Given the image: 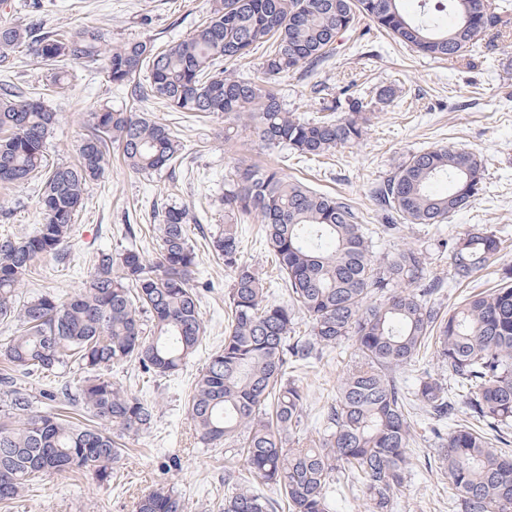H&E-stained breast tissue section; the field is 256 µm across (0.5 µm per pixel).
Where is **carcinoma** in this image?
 Segmentation results:
<instances>
[{
    "instance_id": "obj_1",
    "label": "carcinoma",
    "mask_w": 512,
    "mask_h": 512,
    "mask_svg": "<svg viewBox=\"0 0 512 512\" xmlns=\"http://www.w3.org/2000/svg\"><path fill=\"white\" fill-rule=\"evenodd\" d=\"M401 2L212 0L193 33L161 51L145 41L112 45L96 26L67 35L0 24V61L31 45L46 70V86L59 94L69 84L66 61H100L118 86L146 69L147 83L133 85V98L152 97L175 112L221 115L227 136L242 126L285 158H311L359 143L368 114L393 92L382 89L369 97L347 85L335 96L318 98L317 111L324 116L305 120L285 108L277 81L316 72L361 20L440 60L471 53L512 25L507 0H430L417 16ZM259 48L264 79L234 74L232 67ZM56 116L41 94L21 100L12 86H0V185L41 182L43 216L33 233L0 239V320L12 327L0 342V356L25 378L78 366L85 377L73 401L106 428L37 412L29 390L12 377L1 378L3 412L11 418L0 422L1 504L21 497L32 480L61 472L110 481L122 461L116 439L150 428L154 413L107 372L133 364L155 378L169 377L197 351L205 333L191 285L197 254L185 207L158 214L160 243L153 259L134 248L101 252L81 293L41 291L19 301L35 261L47 255L67 259L63 250L86 187L104 173L109 145L140 173L171 168L183 156L184 145L167 125L143 112L106 107L90 113L91 132L79 145L77 163L54 166L44 149ZM440 179L449 181L443 192L432 189ZM483 179L484 165L475 153L425 149L404 158L374 197L389 229L399 223L443 224L477 201ZM222 206L224 229L212 247L233 272L231 322L224 345L208 356L196 380L188 414L200 443L243 458L252 479L288 500V512H330L341 473L357 481L369 512H391V493L407 477L411 440L407 396L393 372L430 339L439 363L465 390L468 414L499 442L512 431V266L503 269L499 287L445 313L432 301L441 285L427 280L423 250L402 249L375 264L359 211L288 178L279 167L236 168L224 183ZM252 215L265 224L267 247L288 291L285 304L269 300L258 274L240 261L238 224ZM500 245L492 232L458 233L449 247L457 278L494 264ZM376 290L386 299L367 303ZM300 313L310 332L293 341ZM350 337L361 361L341 383L319 446L307 447L300 437L306 394L288 377V364ZM414 397L437 420L456 412L437 378H421ZM437 438L439 469L460 512H512V457L467 425L439 431ZM273 508L265 495L238 489L224 496L222 512ZM135 512H185V501L173 488L158 485L138 498Z\"/></svg>"
}]
</instances>
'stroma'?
<instances>
[{
	"instance_id": "1",
	"label": "stroma",
	"mask_w": 512,
	"mask_h": 512,
	"mask_svg": "<svg viewBox=\"0 0 512 512\" xmlns=\"http://www.w3.org/2000/svg\"><path fill=\"white\" fill-rule=\"evenodd\" d=\"M209 0H0V23L33 24L44 31H77L87 25L101 28L106 40H145L157 48L187 37L207 15ZM29 46H21L12 62L0 66V80L14 83L21 97L40 91L45 77L32 65ZM74 79L64 95L46 97L57 112L46 149L51 163H71L81 140L89 133V114L102 107L130 108L167 124L186 150L175 170L151 175L136 173L121 160H112L105 174L86 191L67 250L69 265L50 256L40 258L21 288L23 296L44 290L62 295L79 291L102 251L119 252L136 246L153 258L157 232L154 208L172 204L187 207L196 222L189 237L198 254L192 285L197 290L207 334L179 375L161 379L143 375L132 365L113 369L112 379L152 403L150 429L126 434L124 461L111 482L64 472L26 489L14 504L0 512H134L138 498L156 485L174 486L186 512H219L224 499V472L245 471L243 459H230L223 449L199 442L187 413L193 384L208 355L224 343L229 321V272L211 247L223 229L221 199L224 180L235 167L276 161L252 132L237 140L224 139V120L185 118L159 101H134L128 90L109 82L101 64L72 62ZM368 91L389 88L393 100L370 120L364 139L319 158H289L284 171L310 188L344 198L363 214L373 236L375 262L416 246L427 256L429 279L442 282L436 300L450 307L464 296L486 291L497 281L495 269L474 274L456 285L448 243L457 233L479 228L502 241V261L512 264V37L497 40L473 57L432 59L371 30L357 49L333 58L310 78L287 75L279 79L280 96L299 117H310L316 88L338 93L349 82ZM455 146L478 154L485 167L480 199L446 224H401L383 231L373 191L377 183L409 154L425 148ZM36 184L0 186V238L32 233L42 221ZM240 260L258 272L270 299L288 296L274 255L262 238V224L250 218L240 225ZM353 340L323 349L308 363L293 364L289 377L303 386L307 401L303 435L319 439L323 417L334 406L339 387L357 361ZM413 440L405 483L393 494L392 512H458L456 498L436 467L439 443L434 419L417 400L407 404Z\"/></svg>"
}]
</instances>
